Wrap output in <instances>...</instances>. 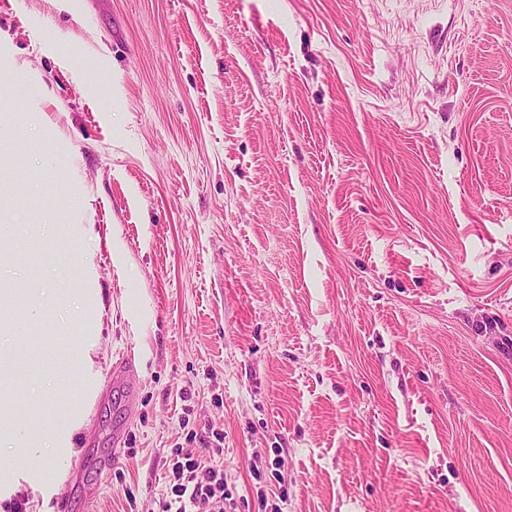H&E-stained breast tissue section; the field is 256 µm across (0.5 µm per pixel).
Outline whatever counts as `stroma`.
<instances>
[{
    "label": "stroma",
    "instance_id": "obj_1",
    "mask_svg": "<svg viewBox=\"0 0 512 512\" xmlns=\"http://www.w3.org/2000/svg\"><path fill=\"white\" fill-rule=\"evenodd\" d=\"M18 71L0 403L85 419L0 512H512V0H0ZM173 463L170 475L171 496L162 512H224V469L211 457L204 461L187 451Z\"/></svg>",
    "mask_w": 512,
    "mask_h": 512
}]
</instances>
